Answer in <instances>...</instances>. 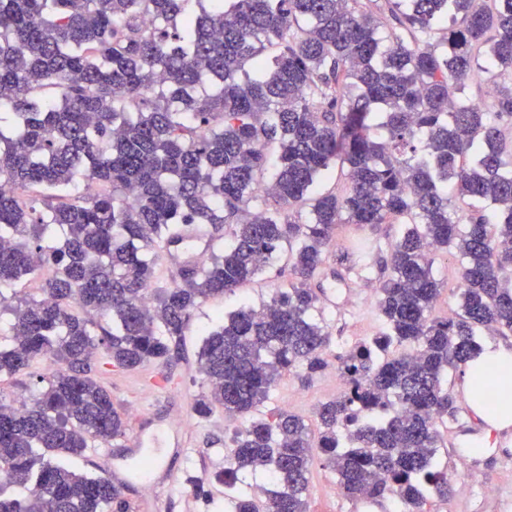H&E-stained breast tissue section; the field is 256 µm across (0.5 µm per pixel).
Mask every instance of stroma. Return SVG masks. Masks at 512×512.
<instances>
[{
  "label": "stroma",
  "instance_id": "35a3bbf8",
  "mask_svg": "<svg viewBox=\"0 0 512 512\" xmlns=\"http://www.w3.org/2000/svg\"><path fill=\"white\" fill-rule=\"evenodd\" d=\"M403 231L399 224H382L370 230L354 224L338 225L327 253V267L346 263L352 268L350 289H337L336 297L346 311L325 310L332 336L326 351L327 368L306 378L283 372L273 390L257 408L266 415L281 408L302 417L310 429H317L316 408L338 396V358L355 343L376 335L382 329L373 300L367 293L374 275L362 276L359 266L375 267L378 258L387 256L391 245ZM285 258L271 262L255 281L235 293L207 300L195 310L185 336L181 359L167 366L148 364L136 370L109 365L105 351H98L92 375L111 395L112 402L127 422L124 437L111 441L110 462L97 463L91 456L69 460L81 473H106L125 480L122 498L126 512H154L156 499H165L168 512H231L230 496L217 476L223 471L232 447L234 429L222 409L198 416L194 402L209 389L199 372L197 356L206 332L217 326L224 315L240 304L260 306L281 288L284 280L278 269ZM52 373L47 362L38 361L13 376L0 378V402L13 406L31 403L42 381ZM462 372L448 377L458 421L449 425L443 438L448 452L441 462L448 468L454 493L448 500L428 499L424 512H512V429L499 432L496 444L487 437L465 434L472 413L462 384ZM162 381V388L151 390L147 379ZM150 427L161 442L156 469L147 477L131 478L127 469L133 461V445L139 426ZM308 512H396L393 498L378 502L355 501L336 489V475L322 457H315L307 494Z\"/></svg>",
  "mask_w": 512,
  "mask_h": 512
}]
</instances>
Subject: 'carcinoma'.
<instances>
[{
	"mask_svg": "<svg viewBox=\"0 0 512 512\" xmlns=\"http://www.w3.org/2000/svg\"><path fill=\"white\" fill-rule=\"evenodd\" d=\"M369 2L0 0V376L57 366L32 406L0 403V512H120L109 476L57 462L125 435L97 350L170 361L198 304L284 243L289 287L225 316L198 355L210 390L193 410L245 420L218 480L279 484L233 512H307L316 448L350 499L395 489L423 512L454 491L443 378L482 353L481 330L512 334V0H381L386 24ZM477 71L494 86L481 106ZM338 161L341 187L310 196ZM390 221L407 229L375 287L384 328L341 358L352 385L319 405L318 433L285 409L249 416L282 372L327 365L312 282L336 225ZM192 228L207 263L158 284ZM440 251L460 260L447 317L432 315ZM497 391L489 372L473 396ZM241 478V490L257 498H265L268 493L278 489L274 480L263 472H246Z\"/></svg>",
	"mask_w": 512,
	"mask_h": 512,
	"instance_id": "carcinoma-1",
	"label": "carcinoma"
}]
</instances>
